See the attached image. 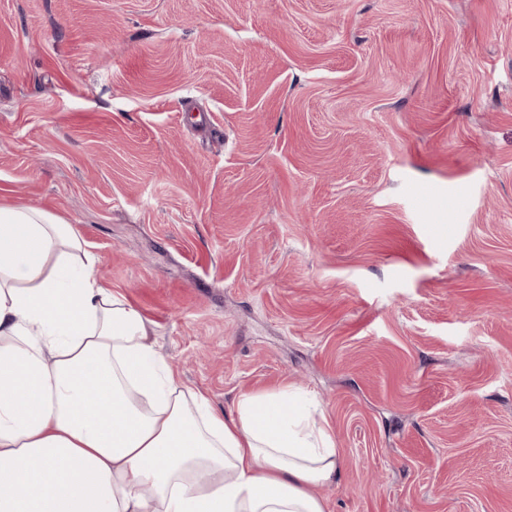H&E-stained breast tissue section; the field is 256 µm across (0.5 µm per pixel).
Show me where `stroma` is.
Returning <instances> with one entry per match:
<instances>
[{"label": "stroma", "instance_id": "obj_1", "mask_svg": "<svg viewBox=\"0 0 512 512\" xmlns=\"http://www.w3.org/2000/svg\"><path fill=\"white\" fill-rule=\"evenodd\" d=\"M16 204L217 412L313 396L327 512H512V0H0Z\"/></svg>", "mask_w": 512, "mask_h": 512}]
</instances>
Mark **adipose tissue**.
<instances>
[{"instance_id":"adipose-tissue-1","label":"adipose tissue","mask_w":512,"mask_h":512,"mask_svg":"<svg viewBox=\"0 0 512 512\" xmlns=\"http://www.w3.org/2000/svg\"><path fill=\"white\" fill-rule=\"evenodd\" d=\"M74 225L0 206V512H325L311 401L186 389Z\"/></svg>"}]
</instances>
